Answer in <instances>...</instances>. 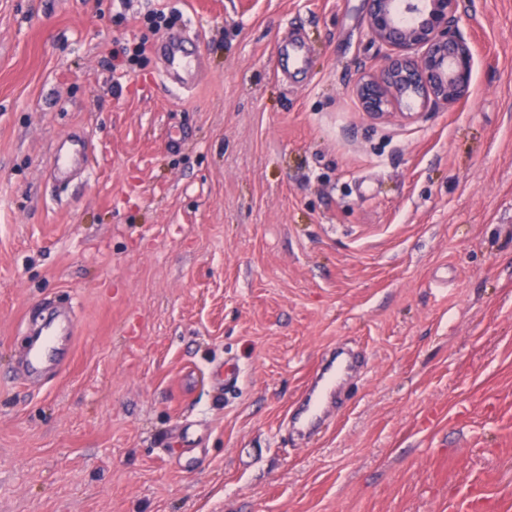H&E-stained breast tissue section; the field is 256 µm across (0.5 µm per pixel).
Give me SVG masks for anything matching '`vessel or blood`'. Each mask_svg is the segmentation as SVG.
Listing matches in <instances>:
<instances>
[{
    "label": "vessel or blood",
    "mask_w": 512,
    "mask_h": 512,
    "mask_svg": "<svg viewBox=\"0 0 512 512\" xmlns=\"http://www.w3.org/2000/svg\"><path fill=\"white\" fill-rule=\"evenodd\" d=\"M183 31L165 34L157 45V56L162 62L161 76L180 90L192 88L203 69L201 57L193 56ZM90 145L78 129L67 133L53 147L54 165L49 178L56 184H67L83 178L89 171ZM77 332V321L72 314L52 316L37 329V338L29 343L18 369L25 380L35 381L51 369H61L63 358L70 350ZM353 358H333L324 363L307 390L302 409L297 417L301 425L311 424L322 403L333 395L338 374L351 370Z\"/></svg>",
    "instance_id": "1"
}]
</instances>
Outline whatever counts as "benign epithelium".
<instances>
[{
	"label": "benign epithelium",
	"mask_w": 512,
	"mask_h": 512,
	"mask_svg": "<svg viewBox=\"0 0 512 512\" xmlns=\"http://www.w3.org/2000/svg\"><path fill=\"white\" fill-rule=\"evenodd\" d=\"M370 36L391 53L356 84L363 111L375 118L393 116L412 94L433 110L467 97L474 54L459 28L460 0H371Z\"/></svg>",
	"instance_id": "obj_1"
}]
</instances>
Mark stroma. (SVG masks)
<instances>
[{
    "label": "stroma",
    "instance_id": "obj_1",
    "mask_svg": "<svg viewBox=\"0 0 512 512\" xmlns=\"http://www.w3.org/2000/svg\"><path fill=\"white\" fill-rule=\"evenodd\" d=\"M474 7L469 96L380 121L370 0H0V512H512V0ZM76 127L91 176L53 187ZM43 305L78 335L26 385ZM189 41L181 30L170 31L157 45V56L162 62L161 76L180 90H189L198 81L203 70L201 56H193L187 48ZM353 367L354 359L352 356L340 359L337 355L336 358L324 363L307 390L297 422L302 426L311 424L316 419L322 403L333 396L336 376L343 371L351 370Z\"/></svg>",
    "mask_w": 512,
    "mask_h": 512
}]
</instances>
